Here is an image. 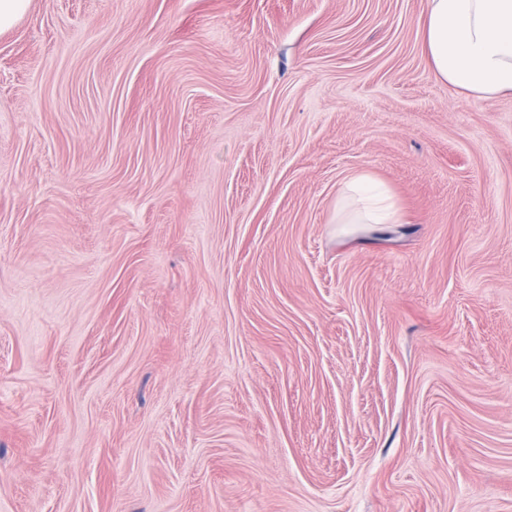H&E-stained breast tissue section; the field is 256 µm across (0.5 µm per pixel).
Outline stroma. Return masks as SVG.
I'll return each instance as SVG.
<instances>
[{"mask_svg": "<svg viewBox=\"0 0 512 512\" xmlns=\"http://www.w3.org/2000/svg\"><path fill=\"white\" fill-rule=\"evenodd\" d=\"M426 3L0 31V512H512V98ZM357 173L400 223L337 224Z\"/></svg>", "mask_w": 512, "mask_h": 512, "instance_id": "1", "label": "stroma"}]
</instances>
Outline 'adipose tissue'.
I'll return each instance as SVG.
<instances>
[{"mask_svg":"<svg viewBox=\"0 0 512 512\" xmlns=\"http://www.w3.org/2000/svg\"><path fill=\"white\" fill-rule=\"evenodd\" d=\"M422 47L437 79L467 95L512 97V0H428ZM349 224H394L388 189L365 174L345 181Z\"/></svg>","mask_w":512,"mask_h":512,"instance_id":"1","label":"adipose tissue"}]
</instances>
